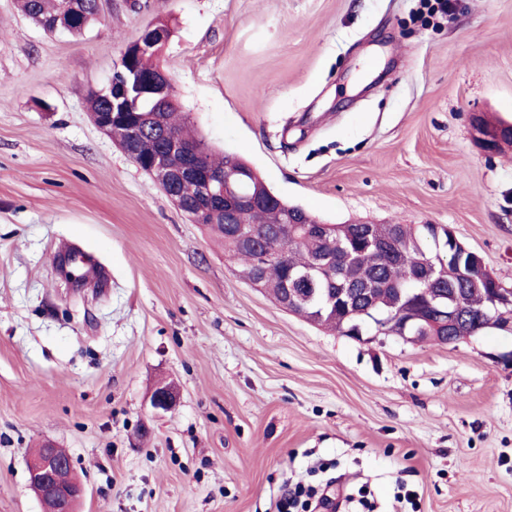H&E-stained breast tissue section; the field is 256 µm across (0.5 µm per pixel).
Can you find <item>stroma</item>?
Here are the masks:
<instances>
[{"label":"stroma","mask_w":512,"mask_h":512,"mask_svg":"<svg viewBox=\"0 0 512 512\" xmlns=\"http://www.w3.org/2000/svg\"><path fill=\"white\" fill-rule=\"evenodd\" d=\"M101 0L81 35L0 0V512H43L26 459L51 442L80 512H274L299 481L389 512H512V334L453 345L328 331L243 279L92 123L150 24L182 116L319 221L442 224L512 287V0ZM80 247L105 273L70 288ZM174 405L155 409L156 388ZM473 128L477 133V142L489 154L499 152L512 141V124H499L486 118L485 123L480 115L472 117Z\"/></svg>","instance_id":"obj_1"}]
</instances>
